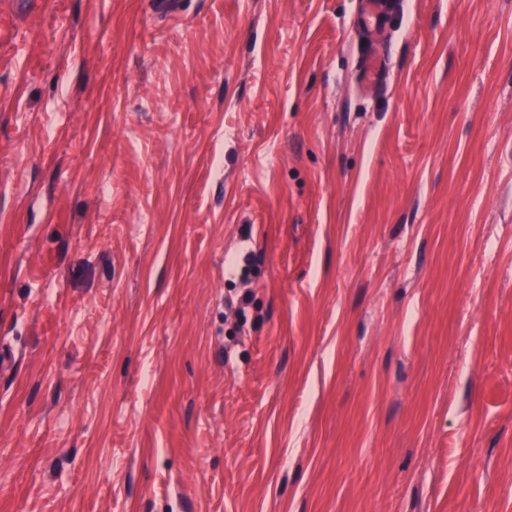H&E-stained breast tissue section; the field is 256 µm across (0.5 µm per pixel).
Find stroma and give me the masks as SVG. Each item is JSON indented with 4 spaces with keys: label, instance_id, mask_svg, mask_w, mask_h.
<instances>
[{
    "label": "stroma",
    "instance_id": "35a3bbf8",
    "mask_svg": "<svg viewBox=\"0 0 512 512\" xmlns=\"http://www.w3.org/2000/svg\"><path fill=\"white\" fill-rule=\"evenodd\" d=\"M178 7L0 0V512H512V0ZM361 9L359 30L369 40H372L383 24L387 13L386 2L380 0H364ZM386 78V69L382 59L373 53H368L362 63L361 79L367 86H375Z\"/></svg>",
    "mask_w": 512,
    "mask_h": 512
}]
</instances>
